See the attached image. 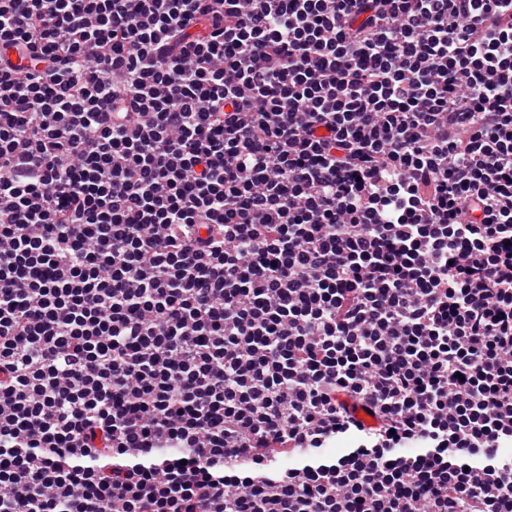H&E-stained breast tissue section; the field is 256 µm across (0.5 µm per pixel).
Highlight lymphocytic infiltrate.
Returning a JSON list of instances; mask_svg holds the SVG:
<instances>
[{
	"label": "lymphocytic infiltrate",
	"mask_w": 512,
	"mask_h": 512,
	"mask_svg": "<svg viewBox=\"0 0 512 512\" xmlns=\"http://www.w3.org/2000/svg\"><path fill=\"white\" fill-rule=\"evenodd\" d=\"M509 448L512 0H0V512H512Z\"/></svg>",
	"instance_id": "lymphocytic-infiltrate-1"
}]
</instances>
